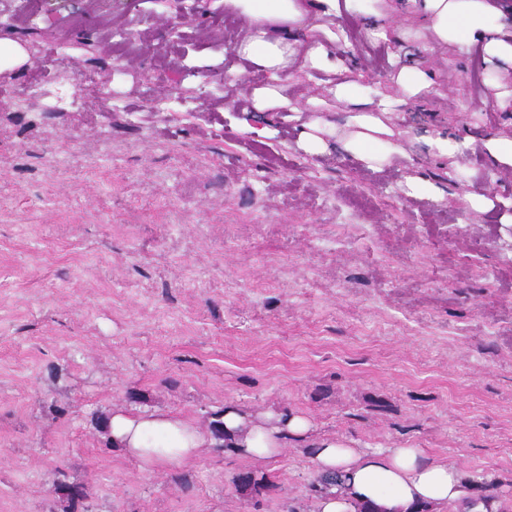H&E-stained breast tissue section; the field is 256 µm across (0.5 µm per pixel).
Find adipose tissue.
<instances>
[{
    "mask_svg": "<svg viewBox=\"0 0 512 512\" xmlns=\"http://www.w3.org/2000/svg\"><path fill=\"white\" fill-rule=\"evenodd\" d=\"M377 2L224 0L225 8L238 12L245 25L236 53L268 78L266 86L252 93L254 109L287 106L280 89L297 64L306 70L335 74L334 96L355 107L341 133H334L327 123H308L301 139L307 153L325 151V136L332 133L342 151L369 168L405 155L387 123L392 101L371 96L367 87L345 76L343 67L334 60L336 34L332 25L341 12L357 15L368 36L387 39V15ZM399 9L423 18L421 37L430 50L479 42L493 70L512 69V23L506 22L496 0H399ZM221 420L225 447L246 459L280 455L291 436L310 439L316 469L323 474H340L345 480L344 489L332 488L317 495L311 512H358L367 504L379 512H418L422 507L437 512L449 504L456 512H512L500 499L469 491L462 468L426 461L418 448H359L351 440L329 436L314 439L309 420L294 414H260L228 407ZM109 436L113 446L146 469L185 464L212 442L209 431L188 418L161 410L113 413Z\"/></svg>",
    "mask_w": 512,
    "mask_h": 512,
    "instance_id": "obj_1",
    "label": "adipose tissue"
}]
</instances>
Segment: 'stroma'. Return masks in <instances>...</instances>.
Returning a JSON list of instances; mask_svg holds the SVG:
<instances>
[{
    "label": "stroma",
    "mask_w": 512,
    "mask_h": 512,
    "mask_svg": "<svg viewBox=\"0 0 512 512\" xmlns=\"http://www.w3.org/2000/svg\"><path fill=\"white\" fill-rule=\"evenodd\" d=\"M39 10L33 26L23 0H0V40L28 54L0 70V512H309L307 441L144 470L91 423L132 402L203 425L228 404L301 415L313 437L419 448L511 499L512 169L481 144L512 135L490 86L512 90V71L476 45L402 40L412 14L391 11L388 41L337 17L336 59L371 92L397 96L410 60L438 89L395 106L407 157L369 170L335 137L320 155L298 145L304 121L354 113L327 74L286 80L301 119L248 109L266 77L236 56L224 0ZM120 30L138 36L117 51ZM439 131L477 146L450 165L427 151ZM409 175L444 200L402 193ZM472 192L491 208L473 213ZM248 470L271 490L238 492Z\"/></svg>",
    "instance_id": "35a3bbf8"
}]
</instances>
